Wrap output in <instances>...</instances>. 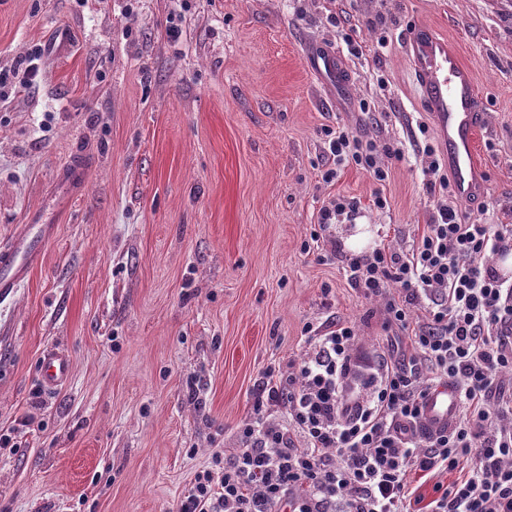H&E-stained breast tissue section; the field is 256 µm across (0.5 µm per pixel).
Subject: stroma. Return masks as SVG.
<instances>
[{
	"mask_svg": "<svg viewBox=\"0 0 512 512\" xmlns=\"http://www.w3.org/2000/svg\"><path fill=\"white\" fill-rule=\"evenodd\" d=\"M420 25L456 42L485 107L486 191L462 210L512 225V0H0V69L45 49L34 86L0 103V243L33 214L59 221L0 300V512H176L214 451L236 448L264 369L308 351L305 324L354 325L351 397L380 360L410 361L342 258L408 246L432 211L423 149L440 141L404 45ZM320 47L350 97L311 71ZM338 128L402 143L384 186L352 164L321 180ZM75 156L82 193L58 214ZM339 194L357 213L306 251ZM53 345L71 373L48 395ZM84 165L82 159L74 157L61 170L60 181L68 187L72 195H77L83 182Z\"/></svg>",
	"mask_w": 512,
	"mask_h": 512,
	"instance_id": "35a3bbf8",
	"label": "stroma"
}]
</instances>
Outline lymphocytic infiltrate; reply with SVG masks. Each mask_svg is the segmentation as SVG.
I'll return each mask as SVG.
<instances>
[{"label": "lymphocytic infiltrate", "mask_w": 512, "mask_h": 512, "mask_svg": "<svg viewBox=\"0 0 512 512\" xmlns=\"http://www.w3.org/2000/svg\"><path fill=\"white\" fill-rule=\"evenodd\" d=\"M326 145V183L350 163L386 183L388 159L403 155L399 145L380 150L345 130L328 132ZM424 152L434 207L421 236L406 250L379 246L345 258L351 286L385 299L384 326L407 335L413 359L380 362L369 395L351 403L353 326H304L309 352L295 372L266 368L235 452H214L178 512H405L410 473L439 469L458 477L431 512H512V427L503 425L512 398L497 394L501 374L512 371V280L490 262L512 254V226L466 223L434 149ZM394 285L403 299L389 297ZM419 305L425 314L416 321ZM425 369L458 388L452 431H416ZM274 407L286 410L287 425L270 421Z\"/></svg>", "instance_id": "obj_1"}]
</instances>
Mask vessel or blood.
I'll use <instances>...</instances> for the list:
<instances>
[{
	"label": "vessel or blood",
	"instance_id": "vessel-or-blood-1",
	"mask_svg": "<svg viewBox=\"0 0 512 512\" xmlns=\"http://www.w3.org/2000/svg\"><path fill=\"white\" fill-rule=\"evenodd\" d=\"M407 58L448 158L457 197L463 201L480 198L485 190V167L478 156L477 141L485 126V111L471 69L462 63L450 41L425 27L411 32ZM310 66L318 77L335 80L337 89H346L350 84L347 69L334 54L315 53ZM83 178L84 162L77 157L70 159L60 173L61 182L74 194ZM57 231L55 222L38 214L29 223L17 225L11 239L0 246L1 298L13 295L41 264L44 248ZM39 372L46 390H55L69 376L68 355L58 348L44 350ZM457 414L455 385L446 380L436 382L422 401L421 430L426 434L450 430Z\"/></svg>",
	"mask_w": 512,
	"mask_h": 512
}]
</instances>
